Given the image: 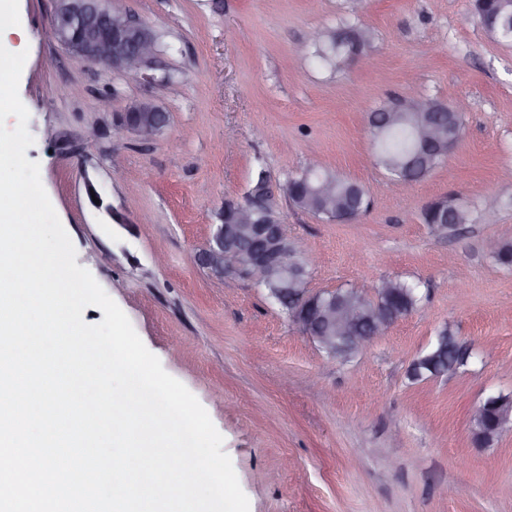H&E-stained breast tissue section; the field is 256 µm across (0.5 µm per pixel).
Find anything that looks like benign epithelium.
I'll use <instances>...</instances> for the list:
<instances>
[{"label": "benign epithelium", "mask_w": 512, "mask_h": 512, "mask_svg": "<svg viewBox=\"0 0 512 512\" xmlns=\"http://www.w3.org/2000/svg\"><path fill=\"white\" fill-rule=\"evenodd\" d=\"M122 0H56L50 36L74 59L97 64L108 71L140 79H152L148 71L156 59L153 36L141 28L127 11H114ZM412 110L428 116L416 138L427 152L441 149L444 130L429 113L436 108L427 98L409 103ZM141 121H124L125 128L143 140H153L168 124L160 107ZM276 196L274 183L263 175L261 184L243 200L224 205L234 223L217 224L195 261L219 280L230 276L254 282H273L271 295L281 306L293 302L295 325L336 358V349L358 350L373 342L409 311L377 299L363 304L340 290L313 292L302 286L295 272L288 271L282 248L289 238L286 225L274 224L267 215V202ZM512 410V397L487 399L473 413L476 435L487 444L502 429Z\"/></svg>", "instance_id": "benign-epithelium-1"}]
</instances>
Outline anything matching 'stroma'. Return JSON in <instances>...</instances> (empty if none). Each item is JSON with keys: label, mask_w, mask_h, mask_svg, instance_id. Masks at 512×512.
Here are the masks:
<instances>
[{"label": "stroma", "mask_w": 512, "mask_h": 512, "mask_svg": "<svg viewBox=\"0 0 512 512\" xmlns=\"http://www.w3.org/2000/svg\"><path fill=\"white\" fill-rule=\"evenodd\" d=\"M161 37L153 81L74 60L45 32L56 0H12L6 45L27 51V149L85 267L146 348L208 412L250 512H512V420L477 442L471 414L512 394V41L473 0H123ZM348 21L369 66L299 52ZM466 100L461 137L423 180L375 165L370 112L412 98ZM142 100L169 122L145 142L117 114ZM358 182V223L290 203L282 220L313 257L314 291L417 283L418 312L347 360L328 359L264 287L220 281L194 255L259 170L281 182L309 158ZM96 189L103 205L91 204ZM472 221L435 234L438 201ZM469 352L450 374L410 367L440 329Z\"/></svg>", "instance_id": "1"}]
</instances>
